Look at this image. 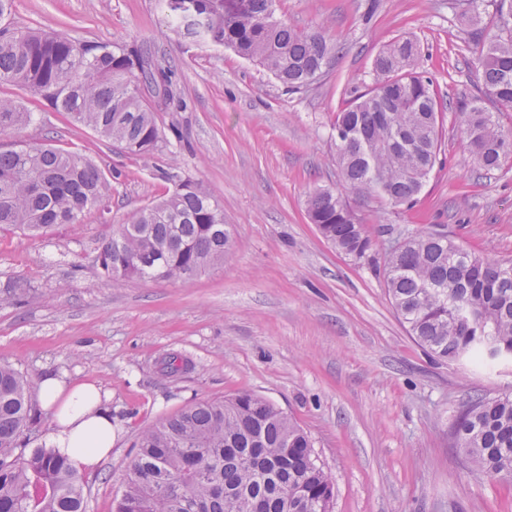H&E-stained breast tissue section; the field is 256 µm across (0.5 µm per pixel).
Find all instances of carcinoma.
Segmentation results:
<instances>
[{
  "label": "carcinoma",
  "instance_id": "carcinoma-1",
  "mask_svg": "<svg viewBox=\"0 0 512 512\" xmlns=\"http://www.w3.org/2000/svg\"><path fill=\"white\" fill-rule=\"evenodd\" d=\"M185 38L233 49L297 91L323 72L338 50L320 29L298 30L275 16L276 0H164ZM469 24L487 6L495 24L485 47V94L512 105V0H471ZM13 0H0V85L24 87L55 111L146 156L164 141L144 90L173 100L171 69L122 45L10 26ZM418 48L402 36L375 59L371 88L336 116L339 187L309 190L311 223L355 262L373 261L374 241L349 197L410 206L439 154L440 109L431 81L416 71ZM474 163L493 170L512 155V133L475 102L462 113ZM34 113L0 97V134L19 131ZM175 188L144 205L102 242L101 273L189 280L224 262L233 241L224 206L205 186L164 173ZM112 198L104 172L79 154L33 145L0 152V226L46 232L80 224ZM388 297L410 335L433 357L512 356V261L484 259L422 232L385 255ZM39 423L27 378L0 362V512H86L85 474L51 448H27ZM455 437L482 472L512 480V395L476 399L459 416ZM115 512H329L334 484L316 463L313 443L273 402L243 392L188 405L143 430Z\"/></svg>",
  "mask_w": 512,
  "mask_h": 512
}]
</instances>
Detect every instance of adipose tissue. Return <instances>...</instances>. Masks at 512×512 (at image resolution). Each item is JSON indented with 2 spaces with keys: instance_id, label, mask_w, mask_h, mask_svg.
<instances>
[{
  "instance_id": "ef3b65f1",
  "label": "adipose tissue",
  "mask_w": 512,
  "mask_h": 512,
  "mask_svg": "<svg viewBox=\"0 0 512 512\" xmlns=\"http://www.w3.org/2000/svg\"><path fill=\"white\" fill-rule=\"evenodd\" d=\"M38 395L52 412L49 443L78 470H94L112 452V414L92 382L44 376Z\"/></svg>"
}]
</instances>
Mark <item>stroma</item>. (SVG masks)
I'll list each match as a JSON object with an SVG mask.
<instances>
[{
    "label": "stroma",
    "instance_id": "35a3bbf8",
    "mask_svg": "<svg viewBox=\"0 0 512 512\" xmlns=\"http://www.w3.org/2000/svg\"><path fill=\"white\" fill-rule=\"evenodd\" d=\"M469 0H279L276 14L319 27L339 52L323 74L289 92L224 46L180 37L162 0H14L11 21L80 42L119 44L173 70L174 99L159 114L165 141L127 153L66 121L19 86L0 96L36 122L0 136V150H72L112 183L108 209L40 235L0 229V362L25 373L95 381L112 411V454L87 475L86 512H113L138 434L189 404L248 391L310 436L335 485L331 512H512V483L459 452L453 428L475 399L512 393V363L483 368L429 357L392 308L382 274L389 241L437 231L493 260L512 259V156L473 166L461 114L474 100L512 129V107L487 98L484 34ZM401 36L443 112L439 161L413 207L353 204L374 240L373 263L337 251L310 224V188L338 181L330 138L337 112L372 82L378 53ZM202 183L224 206L234 239L223 263L188 281L115 285L96 257L112 227L170 193L163 172ZM184 369L165 376L162 362Z\"/></svg>",
    "mask_w": 512,
    "mask_h": 512
}]
</instances>
